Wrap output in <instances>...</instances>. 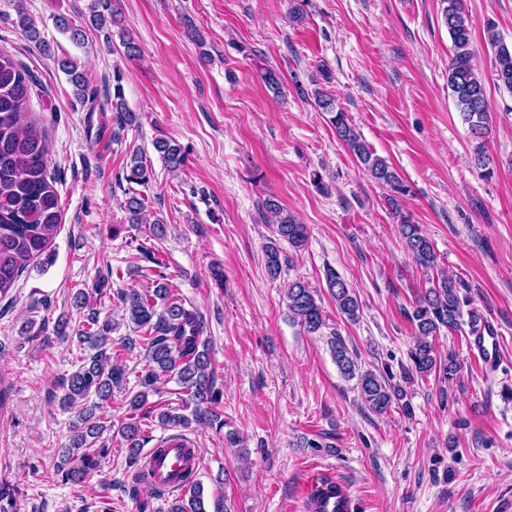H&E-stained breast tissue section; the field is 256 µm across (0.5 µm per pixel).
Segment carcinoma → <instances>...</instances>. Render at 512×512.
Returning <instances> with one entry per match:
<instances>
[{
  "mask_svg": "<svg viewBox=\"0 0 512 512\" xmlns=\"http://www.w3.org/2000/svg\"><path fill=\"white\" fill-rule=\"evenodd\" d=\"M444 2L447 3L444 22L453 44L448 63V90L475 140L474 165L481 170V176L488 178L493 169L484 142L489 127L485 80L473 62L472 32L461 0ZM117 16L112 0H94L91 24L101 27L108 19L116 21ZM487 40L495 49L494 84L512 94V47L501 42L492 26L487 28ZM121 81V74L115 73L112 111L118 126L130 124L134 119L126 106ZM34 83L35 75L29 67L0 50V298L9 294L32 261L47 252L61 222L60 196L56 174L50 170L51 144L47 133L33 122H23ZM314 99L320 110L333 113L336 135L361 170L390 189L388 205L414 261L425 269L435 268L437 254L433 244L411 216L401 210L400 198L406 196L409 189L399 173L371 150L331 96L317 91ZM154 148L166 168L175 171L184 167L186 152L180 145L158 140ZM150 174L151 165L142 152L132 150L124 180L143 185L149 181ZM262 208L275 218L276 239L265 247V255L267 274L276 279L282 269L277 241L284 240L299 249L307 241V227L274 200H266ZM125 209L130 223H140L144 210L142 198L135 193L129 195ZM143 257L156 266L151 287L117 292L127 322L140 333L139 340L129 336L112 339L110 333L114 323L108 316L100 318L101 311L93 307L85 293L80 294L77 308H86L88 313L75 335H70V320L66 317L58 319L54 326V335L61 341H75L79 348L95 351L89 357H82L78 368L63 383L65 394L61 404L66 409L77 410L79 419V425L64 448L69 467L63 471V479L74 485L85 482L96 472L106 454L105 448L97 446L104 428L97 411L112 403L114 390L126 389V367L112 358L123 350L138 345L144 349L147 358L144 374L139 379L140 390L131 394L128 400L130 412L135 413L147 404L149 394L157 391L158 382L173 377L186 394L184 412H161L158 416L160 425L173 428H190L197 424L224 426L221 395L215 388L207 345L201 341L203 320L173 293L167 276L160 271L162 261L149 251L143 253ZM326 281L337 311L346 320L357 321L360 304L353 289L331 268L326 271ZM462 304L457 282L446 275L433 281V286L418 297L408 313L415 326L416 342L409 354L411 367H402L403 380L408 382L416 373L426 376L433 371L448 379L457 374L455 358L438 356L433 340L443 330L460 329ZM286 306L289 319L304 332L315 334L326 326V315L316 291L299 278L288 284ZM328 345L340 373L346 378L357 379L361 400L371 412L384 414L404 399L406 392L393 383L394 375L361 370L357 356L349 351L341 336L332 334ZM117 434L125 442L129 465L138 467L148 439L145 431L138 422L131 420L121 424ZM167 512H207L203 486L196 480L190 482Z\"/></svg>",
  "mask_w": 512,
  "mask_h": 512,
  "instance_id": "carcinoma-1",
  "label": "carcinoma"
}]
</instances>
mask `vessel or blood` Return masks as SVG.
I'll use <instances>...</instances> for the list:
<instances>
[{
	"instance_id": "obj_1",
	"label": "vessel or blood",
	"mask_w": 512,
	"mask_h": 512,
	"mask_svg": "<svg viewBox=\"0 0 512 512\" xmlns=\"http://www.w3.org/2000/svg\"><path fill=\"white\" fill-rule=\"evenodd\" d=\"M470 348L474 357L491 367L500 356V331L497 321L485 319L474 333ZM200 456L193 443L183 436L168 439L162 450H149L148 477L158 489L173 491L183 482L187 471L197 470ZM308 512H355V500L333 479L324 474L310 473L301 485Z\"/></svg>"
}]
</instances>
